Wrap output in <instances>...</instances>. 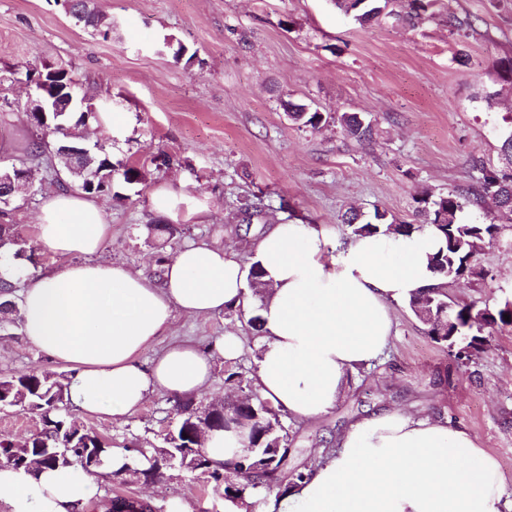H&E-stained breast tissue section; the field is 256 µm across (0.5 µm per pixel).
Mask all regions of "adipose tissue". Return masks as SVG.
<instances>
[{"instance_id": "1", "label": "adipose tissue", "mask_w": 512, "mask_h": 512, "mask_svg": "<svg viewBox=\"0 0 512 512\" xmlns=\"http://www.w3.org/2000/svg\"><path fill=\"white\" fill-rule=\"evenodd\" d=\"M33 234L53 262L20 290V332L67 370L74 410L114 418L133 415L158 392L182 402L206 392L216 361L239 351L235 333L205 348L178 342L150 359L144 353L177 315L231 308L260 321L253 380L261 398L295 420L316 419L387 348L392 304L440 282L429 266L439 243L428 226L407 236L378 232L336 244L327 229L282 222L251 243L248 257L191 243L158 276L103 259L112 226L91 195L53 194ZM255 264L267 284L258 302L247 290ZM134 457L130 449L112 448L90 474L2 465L0 503L10 512H82ZM505 483L467 428L391 408L353 423L335 451L280 501L228 498L224 512H512Z\"/></svg>"}]
</instances>
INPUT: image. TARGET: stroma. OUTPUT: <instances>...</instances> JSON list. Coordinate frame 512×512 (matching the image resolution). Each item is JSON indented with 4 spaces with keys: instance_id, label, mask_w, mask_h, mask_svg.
Returning a JSON list of instances; mask_svg holds the SVG:
<instances>
[{
    "instance_id": "35a3bbf8",
    "label": "stroma",
    "mask_w": 512,
    "mask_h": 512,
    "mask_svg": "<svg viewBox=\"0 0 512 512\" xmlns=\"http://www.w3.org/2000/svg\"><path fill=\"white\" fill-rule=\"evenodd\" d=\"M112 24L102 36L69 15L63 0H0V157L26 160L30 191L0 224L16 225L34 247L37 216L58 189L48 158L29 159L33 130L26 117L31 91L26 71L64 67L85 107L111 104L126 124L115 134L84 129L88 147L105 145L114 165L134 164L144 177L115 182L99 195L112 225L104 257L132 270L156 272L188 243L217 244L246 254L269 225L289 219L324 225L336 241L348 238L347 211H387L413 221L423 192L466 193L476 164L500 162L512 131V84L496 63L512 56V0H444L442 17L411 27L385 19L364 25L332 0H93ZM474 20L473 31L451 33L447 16ZM496 93L487 102L488 93ZM333 115L357 113L374 126L371 141L345 137L336 123L312 129L289 120L287 103ZM178 200L157 213L158 189ZM263 198L265 207L243 223L239 206ZM202 205L204 222L187 209ZM177 224L178 240L161 244L151 224ZM451 304L494 308L512 300V223L485 242L474 270L449 283ZM396 334L382 356L354 376L329 413L308 423L288 421L289 467L304 468L357 417L400 407L436 414L468 428L506 477L512 501V327L488 330L471 361L434 342L408 303L393 304ZM244 336L240 355L217 363L209 392L196 408L223 401L232 388L226 370L250 377L253 331L241 312L177 317L169 340L210 344L224 332ZM36 371L66 380L64 368L30 347L17 329H0V377ZM113 445L137 438L162 447L178 417L172 397L157 394L133 416L82 417ZM151 499L158 512L170 500L191 512H224V490L199 473L168 469L153 484L114 476L85 512H100L115 494Z\"/></svg>"
}]
</instances>
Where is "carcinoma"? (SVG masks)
Here are the masks:
<instances>
[{
	"label": "carcinoma",
	"instance_id": "1",
	"mask_svg": "<svg viewBox=\"0 0 512 512\" xmlns=\"http://www.w3.org/2000/svg\"><path fill=\"white\" fill-rule=\"evenodd\" d=\"M91 0H74L70 13L85 25L95 28L98 24L97 13L90 8ZM389 0H334L336 8L344 15L350 16L357 23L364 25L383 15L393 18L402 24H419L437 15L436 7L442 0H396L398 8L387 9ZM44 79L50 81L48 96L52 97L63 91L76 94V84L68 71L63 68H48L43 72ZM95 116L93 112H82L77 119L71 113L52 117L56 137L66 138L65 131L76 128ZM288 117L295 123L313 129L323 122V114L310 110L303 105H293L288 110ZM341 128L346 136L357 141L372 138L371 124L364 123L355 114H342ZM92 167L102 175L115 171L110 155L99 148L92 152ZM502 166L499 168H480L481 177L473 199H467L454 193L433 197L423 192L417 199L416 216L422 223L433 226L440 238L441 246L430 258L433 270L442 282L435 287L424 288L409 300L411 310L422 303H429L438 310L448 306V295L444 291L448 280L464 275L471 263L472 243L480 242L499 232L495 221L467 222L462 213L468 204L481 205L489 199L498 211L512 215V132L501 145ZM350 236L371 234L379 227L396 234H408L415 230L413 224H393L388 221L387 214L379 209L371 218L366 219L358 213L345 217ZM0 247L4 253H15L28 262L33 269H38L43 262V255L23 246V239L13 224H0ZM226 384H234L241 392V401L232 402L227 412L217 413L213 418V428L229 430L237 428L248 434L254 451L243 452L230 461L235 469L244 473L233 486L224 487V494L243 497L264 490L268 493L282 488L285 481L294 482L304 477V471L288 469L290 452L288 427L282 420L283 413L273 408L267 401L259 397L250 383L244 382L242 376L234 371L226 374ZM11 392V395L25 397L26 411L37 414L42 421V428L28 437L27 446L18 447L7 437L0 436V461L18 467L22 460L38 459L41 466L71 467L80 466L87 469L91 455L97 456L96 465H101L111 449V443L91 431L74 419L65 410L66 385L47 374L37 372L18 376L0 377V388ZM178 424L173 433L164 437L167 449L180 454V449L194 444L193 432L195 419L192 417V404L177 402Z\"/></svg>",
	"mask_w": 512,
	"mask_h": 512
}]
</instances>
